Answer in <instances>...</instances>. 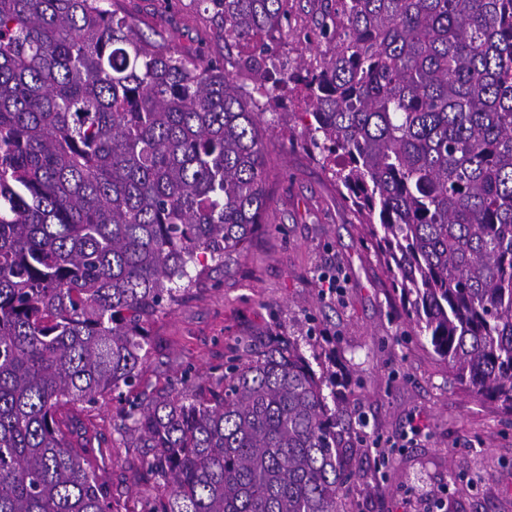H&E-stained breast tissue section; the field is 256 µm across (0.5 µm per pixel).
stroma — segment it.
<instances>
[{
    "label": "stroma",
    "instance_id": "1",
    "mask_svg": "<svg viewBox=\"0 0 512 512\" xmlns=\"http://www.w3.org/2000/svg\"><path fill=\"white\" fill-rule=\"evenodd\" d=\"M322 0H289L276 42L289 61L330 51L317 42ZM117 11L145 34L217 62L228 55L216 26L196 0H115ZM273 160L268 224L237 261L213 267L205 285L158 313L139 392L159 398L182 389L185 371L222 385L224 363L238 340L262 347L273 336L312 334L303 352L318 372H341L350 386L340 403L366 422L362 476L350 485L355 512H409L406 495L423 481L448 491V512H512V413L467 394L447 362L417 335L392 292L386 270L367 249L365 232L320 163L304 151L310 121L304 106L284 101L268 115ZM339 277L321 294L323 275ZM118 401L89 414L109 448H91L102 481L130 512H147L154 483L140 480L141 451L117 434ZM423 435L404 440L411 421Z\"/></svg>",
    "mask_w": 512,
    "mask_h": 512
}]
</instances>
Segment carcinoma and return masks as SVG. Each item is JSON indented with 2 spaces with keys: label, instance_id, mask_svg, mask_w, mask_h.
Listing matches in <instances>:
<instances>
[{
  "label": "carcinoma",
  "instance_id": "carcinoma-1",
  "mask_svg": "<svg viewBox=\"0 0 512 512\" xmlns=\"http://www.w3.org/2000/svg\"><path fill=\"white\" fill-rule=\"evenodd\" d=\"M197 2L238 71L112 0H0V512H114L65 414L134 389L155 316L266 223L289 0ZM321 37L288 74L306 151L417 333L512 412V0H334ZM311 339L242 340L224 386L121 409L165 488L148 512H350L363 421Z\"/></svg>",
  "mask_w": 512,
  "mask_h": 512
}]
</instances>
